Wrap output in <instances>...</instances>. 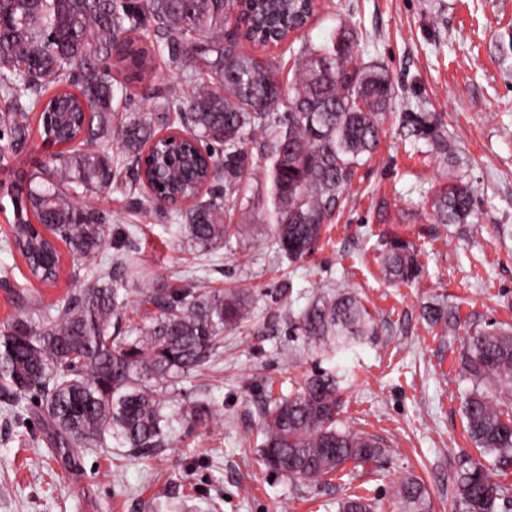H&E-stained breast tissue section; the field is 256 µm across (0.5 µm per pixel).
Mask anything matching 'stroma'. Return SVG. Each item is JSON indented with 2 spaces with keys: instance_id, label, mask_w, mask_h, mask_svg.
<instances>
[{
  "instance_id": "1",
  "label": "stroma",
  "mask_w": 512,
  "mask_h": 512,
  "mask_svg": "<svg viewBox=\"0 0 512 512\" xmlns=\"http://www.w3.org/2000/svg\"><path fill=\"white\" fill-rule=\"evenodd\" d=\"M341 24L355 33L358 64L383 67L396 97L377 151L355 174L318 251L292 264L235 239L208 258L190 249L182 225L135 207L126 193L91 198L108 218L98 263L110 266L117 249L127 253L126 314L134 322L147 317L148 273L250 287L254 316L225 333L213 361L170 394V445L148 460L112 439L62 455L33 403L13 405L0 389V512H157L159 501L166 512H210L213 501L220 512H336L350 487L372 499L375 512H406L397 490L410 476L423 482L430 512H461L454 486L461 455L495 467L467 435L462 403L472 384L460 372V339L428 325L422 308L439 301L464 321L512 324V0H318L297 42L320 44ZM186 77L157 58L151 80L130 85L132 111H153L152 88ZM406 112L434 114L455 154L431 152L424 136L403 126ZM50 155L35 137L0 167V244L14 220L11 192ZM455 175L474 190L473 221L433 223L429 199ZM389 237L420 248L414 282L381 274L380 242ZM73 267L66 252L56 283L29 281L16 252L0 247V327L26 314L29 295L55 304L83 287ZM326 287L357 293L375 335L340 354L289 335V317ZM339 365L348 371L340 426L381 438L385 455L347 463L344 480L316 486L273 475L254 447L256 407ZM197 400L208 401L216 419L190 429L181 413Z\"/></svg>"
}]
</instances>
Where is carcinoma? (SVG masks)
<instances>
[{
	"label": "carcinoma",
	"mask_w": 512,
	"mask_h": 512,
	"mask_svg": "<svg viewBox=\"0 0 512 512\" xmlns=\"http://www.w3.org/2000/svg\"><path fill=\"white\" fill-rule=\"evenodd\" d=\"M234 4L229 0H0V97L22 122L9 125L16 146L40 136L76 143L60 152L59 164L29 176L31 187L11 196L17 236L11 249L38 279L59 276L60 252L35 224H48L56 240L86 261L105 242L106 217L75 202L119 183L124 170L147 148L157 158L168 151L180 163L144 199L149 210L184 222L188 241L203 254L247 232L229 224L250 190L252 153L269 162L268 245L289 262L312 254L332 223L357 168L376 150L395 88L378 65L351 66L354 35L340 26L317 46L292 54V95L284 98L277 74L283 63L261 61L225 41ZM251 18L271 16L273 26L248 24L239 37L266 48L279 45L314 14V0H245ZM176 68H191L200 83L190 98L175 87L156 94L154 112L129 111L131 92L116 94L112 69L141 82L152 71L150 51ZM28 64V71L17 67ZM188 125L193 141L159 136L163 128ZM405 122L428 137L443 154L455 153L435 115L409 112ZM118 140L111 153L103 143ZM208 181L213 190L187 208L171 207L177 197ZM474 191L461 179L441 187L431 200L437 224H466L473 215ZM383 275L411 283L422 271L408 243L390 238L378 253ZM121 274L94 272L64 304L37 301L39 322L16 319L0 329V386L16 405L38 399L55 430V446L75 455L100 447L110 435L132 455L151 457L170 442L167 395L224 346V332L252 313L247 288H203L163 284L143 291L158 309L138 327L125 315ZM429 324L448 331L459 321L441 304L425 308ZM290 333L338 351L375 333V323L352 291L316 292L289 320ZM461 373L473 387L465 396L467 431L476 447L506 464L512 461V327L472 322L461 342ZM339 370L310 374L294 393L258 406L262 441L257 451L269 469L318 484L348 462L372 461L384 452L378 438L338 426ZM193 427L213 418L209 404L184 408ZM464 512H512V496L480 461L465 455L455 480ZM398 496L408 512H429L424 485L405 480ZM338 512H374L372 501L356 493L337 503Z\"/></svg>",
	"instance_id": "1"
}]
</instances>
